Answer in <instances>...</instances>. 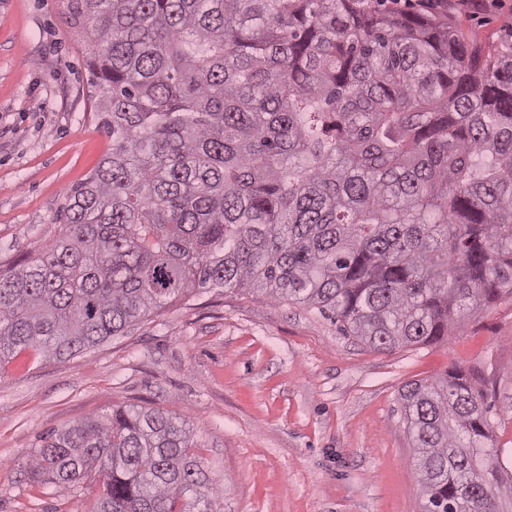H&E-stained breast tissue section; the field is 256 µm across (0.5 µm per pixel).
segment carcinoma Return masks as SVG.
I'll use <instances>...</instances> for the list:
<instances>
[{
	"label": "carcinoma",
	"instance_id": "cac0c4a2",
	"mask_svg": "<svg viewBox=\"0 0 512 512\" xmlns=\"http://www.w3.org/2000/svg\"><path fill=\"white\" fill-rule=\"evenodd\" d=\"M112 151L60 237L0 269V363L73 355L210 288L305 304L377 349L512 296V52L357 0H67ZM471 379L402 386L425 512H500L512 480ZM160 409L46 437L29 477H100L96 512H194Z\"/></svg>",
	"mask_w": 512,
	"mask_h": 512
}]
</instances>
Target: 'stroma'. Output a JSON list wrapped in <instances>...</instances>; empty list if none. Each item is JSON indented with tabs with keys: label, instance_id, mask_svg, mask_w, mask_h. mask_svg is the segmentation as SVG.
Instances as JSON below:
<instances>
[{
	"label": "stroma",
	"instance_id": "1",
	"mask_svg": "<svg viewBox=\"0 0 512 512\" xmlns=\"http://www.w3.org/2000/svg\"><path fill=\"white\" fill-rule=\"evenodd\" d=\"M439 15L467 42L512 47V0L480 15L448 0ZM88 64L62 0H0V268L59 236L67 192L112 148ZM452 368L485 378L494 444L511 461L512 297L443 341L377 350L303 304L193 294L75 356L0 371V512H92L99 481L32 482L28 454L129 406L189 428L212 512H424L399 389Z\"/></svg>",
	"mask_w": 512,
	"mask_h": 512
}]
</instances>
